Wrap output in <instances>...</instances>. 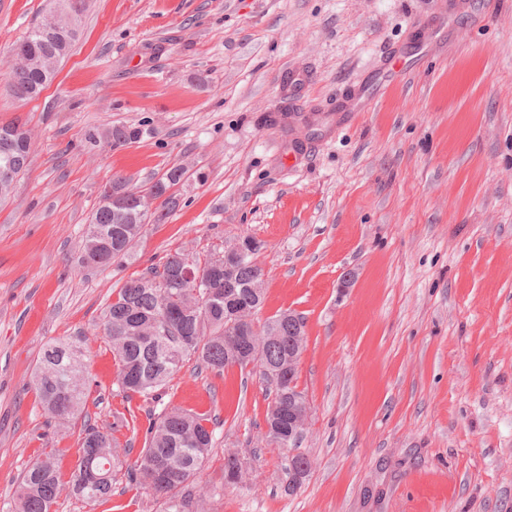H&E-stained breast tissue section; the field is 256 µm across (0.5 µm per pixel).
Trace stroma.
<instances>
[{"label":"stroma","instance_id":"stroma-1","mask_svg":"<svg viewBox=\"0 0 512 512\" xmlns=\"http://www.w3.org/2000/svg\"><path fill=\"white\" fill-rule=\"evenodd\" d=\"M46 0H0V123L31 137L27 170L0 200V503L40 448L63 474L84 423L131 407L137 457L149 411L210 415L209 460L191 483L204 512H512V0H88L81 33L34 100L11 97L12 48ZM445 47L411 36L429 16ZM405 73L384 83L383 58ZM301 70L299 95L283 81ZM366 112H340L352 85ZM141 128L135 143L88 133ZM192 174L178 206L146 224L130 256L79 263L113 173L140 186ZM251 236L261 318L293 310L307 343L297 385L312 410L297 450L265 439L258 369L186 361L156 402L125 399L102 336L129 278L181 251L203 259ZM350 287H342L347 273ZM81 339L86 418L58 422L33 374L50 342ZM246 466L224 480V455ZM53 512H160L118 481Z\"/></svg>","mask_w":512,"mask_h":512}]
</instances>
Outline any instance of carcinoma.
<instances>
[{"label": "carcinoma", "instance_id": "1", "mask_svg": "<svg viewBox=\"0 0 512 512\" xmlns=\"http://www.w3.org/2000/svg\"><path fill=\"white\" fill-rule=\"evenodd\" d=\"M58 2L62 28L55 40H43L35 26L16 44L24 48L27 59L11 69L8 84L20 100L37 97L52 82L59 63L78 37L87 0ZM17 129L13 123L0 125V168L12 171L16 177L26 170L30 157L29 138ZM142 135L138 127L121 125L112 128L107 140L113 146H124ZM187 179L188 170L181 165L168 168L160 177L136 188L125 176L112 175L110 186L114 194L123 197L134 190L139 193V203L119 208L99 201L90 225L106 231L107 238L85 232L81 263L97 264L96 258L107 248L112 249L114 258L128 255L145 221L151 218L159 224L176 207L179 188ZM240 244L245 254L227 273L211 272V257L192 260V268L200 278L196 288L183 287L187 255L174 252L151 267L149 274L131 278L119 289L105 311L103 336L112 348L119 388L125 398L138 395L146 401L155 399L191 357L218 374L230 365L242 369L253 365L267 381L275 371L297 379V370L288 367V361L299 359L305 348L306 324L281 312L258 325L249 313L245 326L250 340L232 354L226 343L235 328L229 326L224 301L207 305L208 292L222 296L232 284L238 302L256 312L261 310L264 288L257 256L262 245L251 237L240 239ZM86 377L81 340L46 345L34 373L42 409L60 421L77 418L87 402ZM271 402L280 405L285 419L307 409L290 402L286 388H275ZM136 422L137 416L130 411L112 423L84 424L79 433L78 459L68 480L71 492L87 502L106 500L112 496L116 477L121 473L129 487L162 502L161 512H193L199 502L186 493V488L209 458L213 444L210 419L180 408H164L148 415L144 448L133 463L124 467L119 464L114 433L120 427L134 430ZM58 455L57 448L41 451L22 473L15 498L6 504L4 512H51L62 486Z\"/></svg>", "mask_w": 512, "mask_h": 512}]
</instances>
